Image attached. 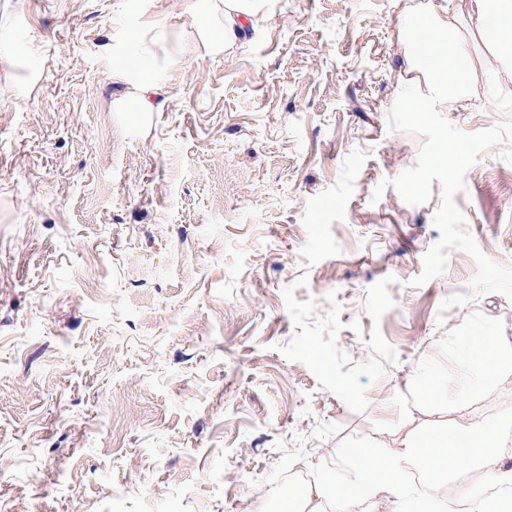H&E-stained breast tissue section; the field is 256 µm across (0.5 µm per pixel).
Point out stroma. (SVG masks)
I'll return each instance as SVG.
<instances>
[{
	"mask_svg": "<svg viewBox=\"0 0 512 512\" xmlns=\"http://www.w3.org/2000/svg\"><path fill=\"white\" fill-rule=\"evenodd\" d=\"M432 1L495 67L467 0H406ZM191 2L0 0V512H279L285 480L391 442L425 366L465 372L449 336L512 328L466 252L413 283L440 184L373 197L424 142L388 126L396 0H271L222 55L152 52L162 111H114L131 30L191 41ZM442 115L503 119L486 82ZM454 200L512 264L498 147Z\"/></svg>",
	"mask_w": 512,
	"mask_h": 512,
	"instance_id": "1",
	"label": "stroma"
}]
</instances>
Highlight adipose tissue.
Wrapping results in <instances>:
<instances>
[{
    "instance_id": "ef3b65f1",
    "label": "adipose tissue",
    "mask_w": 512,
    "mask_h": 512,
    "mask_svg": "<svg viewBox=\"0 0 512 512\" xmlns=\"http://www.w3.org/2000/svg\"><path fill=\"white\" fill-rule=\"evenodd\" d=\"M266 8L267 0H195L196 37L179 49L223 54ZM400 16L408 50L402 85L422 86L429 98L467 106L477 78L462 51L447 41L453 19L434 6L419 16L406 8ZM469 19L476 36L491 48L496 78L511 79L512 0H469ZM113 74L124 86L112 102L114 111L146 115L161 109L153 75L124 62ZM448 354L465 362L468 377L444 367L437 376L423 375L422 415L401 423L393 445L370 441L357 456L338 449L342 464L336 477L301 486L297 505H284L282 512H322L326 500L335 512H409L423 500L430 512H457L459 498L447 486L461 473L470 482L471 512H493L489 486L512 493V426L484 417L477 403L512 383V335L505 327L474 322L465 335L449 337Z\"/></svg>"
}]
</instances>
